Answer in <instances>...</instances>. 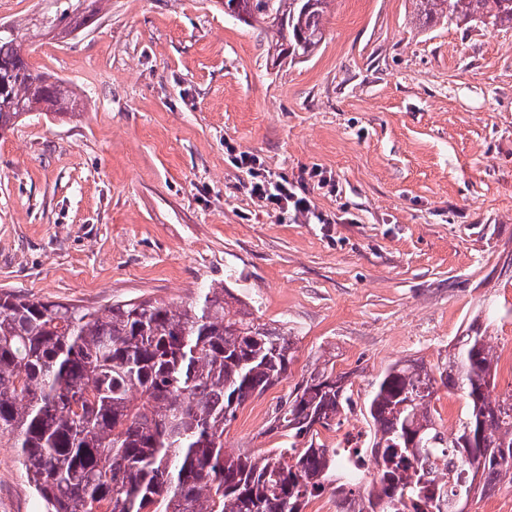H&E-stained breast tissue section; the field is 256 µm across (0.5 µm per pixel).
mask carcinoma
<instances>
[{"instance_id": "1", "label": "carcinoma", "mask_w": 512, "mask_h": 512, "mask_svg": "<svg viewBox=\"0 0 512 512\" xmlns=\"http://www.w3.org/2000/svg\"><path fill=\"white\" fill-rule=\"evenodd\" d=\"M41 27L71 33L103 0H52ZM333 0H224V13L270 34L278 58L321 44ZM422 27L512 28V0H412ZM24 21L0 32V132L32 112H81L72 89L33 68ZM292 337L260 322L224 284L199 302L151 300L102 308L0 290V439L8 437L40 512H304L326 492L336 512H464L512 484V390H497L486 329L470 324L434 365L396 360L363 401L369 448L386 461L358 490L343 481L321 430L351 402L346 375L314 364L271 412L288 440L263 454L224 444L225 426L288 375ZM461 392L452 432L433 400ZM450 450L461 469L441 494L430 457Z\"/></svg>"}]
</instances>
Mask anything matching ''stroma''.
Wrapping results in <instances>:
<instances>
[{
    "instance_id": "stroma-1",
    "label": "stroma",
    "mask_w": 512,
    "mask_h": 512,
    "mask_svg": "<svg viewBox=\"0 0 512 512\" xmlns=\"http://www.w3.org/2000/svg\"><path fill=\"white\" fill-rule=\"evenodd\" d=\"M411 0H336L318 52L274 62L222 0H107L34 69L87 103L0 136V289L173 306L226 282L296 359L224 431L275 448L268 411L321 356L366 394L487 326L512 389V29L422 28ZM301 183L332 224L250 198L225 144ZM332 173L335 191L302 180ZM0 512H39L0 440Z\"/></svg>"
}]
</instances>
